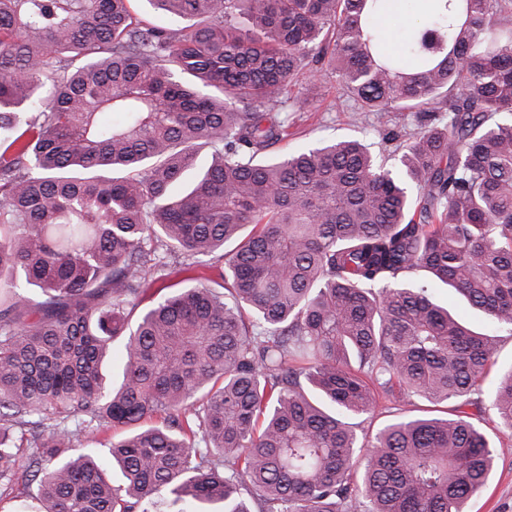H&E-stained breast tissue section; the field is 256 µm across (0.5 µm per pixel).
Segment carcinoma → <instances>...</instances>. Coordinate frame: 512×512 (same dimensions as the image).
I'll use <instances>...</instances> for the list:
<instances>
[{
  "mask_svg": "<svg viewBox=\"0 0 512 512\" xmlns=\"http://www.w3.org/2000/svg\"><path fill=\"white\" fill-rule=\"evenodd\" d=\"M130 2L0 0V487L27 469L25 512H467L502 451L486 408L512 436V370L484 403L495 337L436 290L512 333L501 0H434L390 54L385 0H145L182 28ZM313 62L380 121L448 120L398 174L354 140L274 155ZM71 416L127 432L81 448ZM441 300L447 303L448 308L454 310L465 322L477 327H483L485 325L484 315L464 304L453 292L444 291L441 294Z\"/></svg>",
  "mask_w": 512,
  "mask_h": 512,
  "instance_id": "obj_1",
  "label": "carcinoma"
}]
</instances>
